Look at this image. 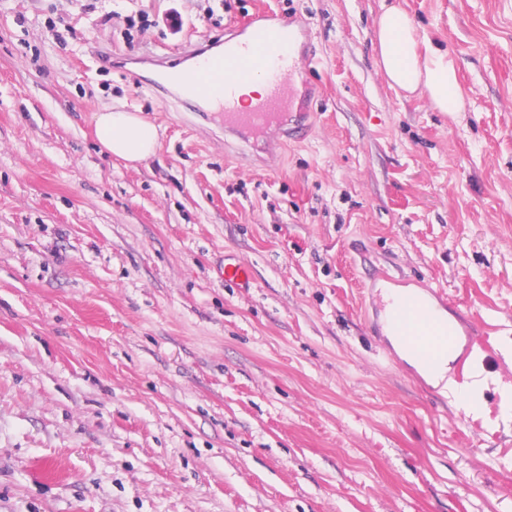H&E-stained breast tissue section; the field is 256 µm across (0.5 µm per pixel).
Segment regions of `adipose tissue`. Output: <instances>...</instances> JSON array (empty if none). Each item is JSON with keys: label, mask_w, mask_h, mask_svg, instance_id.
I'll return each mask as SVG.
<instances>
[{"label": "adipose tissue", "mask_w": 512, "mask_h": 512, "mask_svg": "<svg viewBox=\"0 0 512 512\" xmlns=\"http://www.w3.org/2000/svg\"><path fill=\"white\" fill-rule=\"evenodd\" d=\"M377 41L380 62L389 79L408 92L426 94L436 109L459 112L463 97L457 79L456 66L447 53L427 49L419 53L418 43L408 14L401 8L384 7L377 21ZM202 71L199 89L204 99L221 95L226 81H237L239 106L255 105L267 93L261 74L239 78L235 69H206L204 61H197ZM96 136L100 144L114 156L129 163H139L154 155L157 131L137 114L126 111H108L96 118Z\"/></svg>", "instance_id": "adipose-tissue-1"}]
</instances>
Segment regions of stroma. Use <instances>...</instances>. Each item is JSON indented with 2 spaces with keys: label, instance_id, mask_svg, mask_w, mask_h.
Returning a JSON list of instances; mask_svg holds the SVG:
<instances>
[{
  "label": "stroma",
  "instance_id": "stroma-1",
  "mask_svg": "<svg viewBox=\"0 0 512 512\" xmlns=\"http://www.w3.org/2000/svg\"><path fill=\"white\" fill-rule=\"evenodd\" d=\"M394 3L464 111L385 76ZM261 11L317 57L291 79L314 128L275 160L267 135L225 151L156 65ZM139 12L157 25L127 40ZM110 108L155 156L101 146ZM375 275L512 313V0H0V512H512V409L492 383L463 422L395 367ZM95 127L100 144L126 162L139 163L155 154V127L133 112H102L96 117ZM223 274L224 283L232 284L237 288H251L253 284L250 266L236 257L225 255Z\"/></svg>",
  "mask_w": 512,
  "mask_h": 512
}]
</instances>
